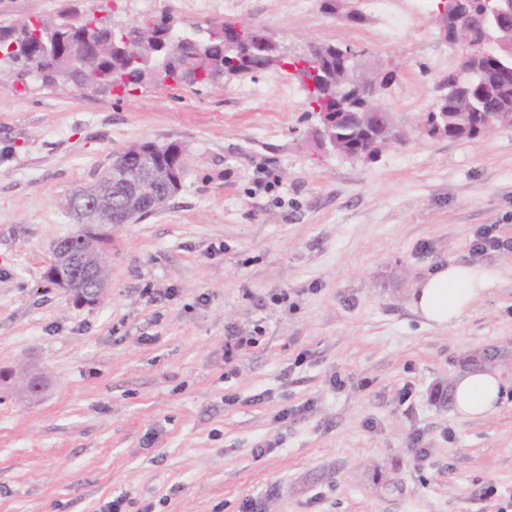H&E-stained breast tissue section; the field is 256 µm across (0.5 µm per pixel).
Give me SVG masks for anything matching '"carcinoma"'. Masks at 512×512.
Listing matches in <instances>:
<instances>
[{"mask_svg": "<svg viewBox=\"0 0 512 512\" xmlns=\"http://www.w3.org/2000/svg\"><path fill=\"white\" fill-rule=\"evenodd\" d=\"M503 8L500 0H453L448 10L470 18L475 29L473 45L462 56L457 69L448 72L435 87L436 101L428 114L431 132L445 133L448 137L473 138L477 128L488 122H512V54L508 47L496 42L499 28L512 24V16L505 14L499 27L491 28L482 15L494 8ZM163 17L150 25L142 18L128 26L124 33L110 27L97 26L94 36L99 47L96 57H87L77 33L57 30L58 22L37 18L32 29L19 32L15 25H0V40L9 42L25 35L30 43V54L8 63L0 62L4 72L17 82L36 68H48L52 82L64 89L80 88L81 73L95 75L106 90L128 91L137 86L168 87L176 85L213 86L216 75H256L268 71H282L288 65L293 76L306 91L307 113L328 112L338 114L336 125L325 133L326 143L349 145L353 150L365 148L364 113L374 104L356 89L359 78L355 73L358 52L348 45L325 42L312 51L282 54V45L273 42L261 28L244 27L243 40L224 34V22L216 21L193 31L185 29L164 36ZM346 52V72L336 75L337 48ZM496 75V83L483 80V74ZM468 100L474 120L468 132H458L459 101ZM151 169L155 176V191L161 201L168 200L179 188L184 171V150L178 143L160 146L158 153L134 159L126 174L112 176L103 172L97 184L110 183V191L101 194V205L109 209L121 206L133 184L144 170Z\"/></svg>", "mask_w": 512, "mask_h": 512, "instance_id": "carcinoma-1", "label": "carcinoma"}]
</instances>
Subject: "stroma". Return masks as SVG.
<instances>
[{
    "mask_svg": "<svg viewBox=\"0 0 512 512\" xmlns=\"http://www.w3.org/2000/svg\"><path fill=\"white\" fill-rule=\"evenodd\" d=\"M437 2L395 0L410 22L391 33L363 0H336L332 15L319 0H233L207 15L191 0L113 4L119 25L169 9L187 26L263 28L297 53L352 46L366 78L394 70L378 105L406 137L368 161L318 146L283 72L128 94L0 88V512H108L119 496L123 512L512 504V252L471 254L487 225L512 237V127L424 132L436 83L466 51L439 39ZM73 4L94 6L0 0V24ZM250 83L263 95H243ZM142 141L182 145L180 188L138 222L102 226L110 286L77 303L45 277L54 242L81 229L65 200ZM262 165L275 188L257 187ZM451 261L491 282L447 329L411 294ZM232 335L252 342L228 361ZM476 366L506 388L494 414L463 420L450 384Z\"/></svg>",
    "mask_w": 512,
    "mask_h": 512,
    "instance_id": "obj_1",
    "label": "stroma"
}]
</instances>
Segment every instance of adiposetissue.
Masks as SVG:
<instances>
[{
    "label": "adipose tissue",
    "mask_w": 512,
    "mask_h": 512,
    "mask_svg": "<svg viewBox=\"0 0 512 512\" xmlns=\"http://www.w3.org/2000/svg\"><path fill=\"white\" fill-rule=\"evenodd\" d=\"M490 280L485 269L451 262L418 283L411 305L429 323L448 328L463 318ZM501 392L502 383L496 371L480 366L469 369L454 381V408L465 420L487 416L495 410Z\"/></svg>",
    "instance_id": "1"
}]
</instances>
